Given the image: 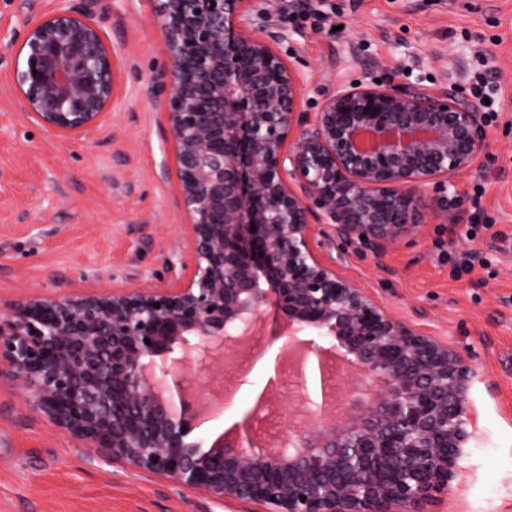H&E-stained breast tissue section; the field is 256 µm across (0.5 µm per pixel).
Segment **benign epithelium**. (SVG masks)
Returning <instances> with one entry per match:
<instances>
[{
  "instance_id": "1",
  "label": "benign epithelium",
  "mask_w": 512,
  "mask_h": 512,
  "mask_svg": "<svg viewBox=\"0 0 512 512\" xmlns=\"http://www.w3.org/2000/svg\"><path fill=\"white\" fill-rule=\"evenodd\" d=\"M169 63L163 98L193 272L168 288L19 302L0 315V383L99 454L263 512H429L468 455L477 375L457 348L394 316L341 271L323 240L375 252L419 227L421 195L474 168L490 115L447 91L353 84L313 117L274 50L240 29L243 0H150ZM14 82L60 137L101 125L122 65L93 16L59 0L26 19ZM160 307H155V304ZM269 307L306 332L323 410L250 450L190 436L203 395ZM150 343H145V339ZM337 361L354 386L335 393Z\"/></svg>"
}]
</instances>
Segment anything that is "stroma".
<instances>
[{
    "label": "stroma",
    "instance_id": "1",
    "mask_svg": "<svg viewBox=\"0 0 512 512\" xmlns=\"http://www.w3.org/2000/svg\"><path fill=\"white\" fill-rule=\"evenodd\" d=\"M94 14L123 62L107 124L77 140L47 133L13 83L24 19L56 0H0V311L16 300L163 285L191 271L166 103L147 96L168 63L149 0H72ZM272 11L276 44L301 79V109L338 88L396 79L490 100L493 121L473 170L423 191L422 224L382 254L353 242L345 275L419 332L459 347L479 370L474 439L438 512H512V0H248ZM447 217H439L440 200ZM456 236H449V229ZM472 269L453 275L450 257ZM229 408L201 430L245 432L267 391L282 420L301 406L290 381L265 387L242 355L221 380ZM98 456L18 390L0 386V512H253Z\"/></svg>",
    "mask_w": 512,
    "mask_h": 512
}]
</instances>
